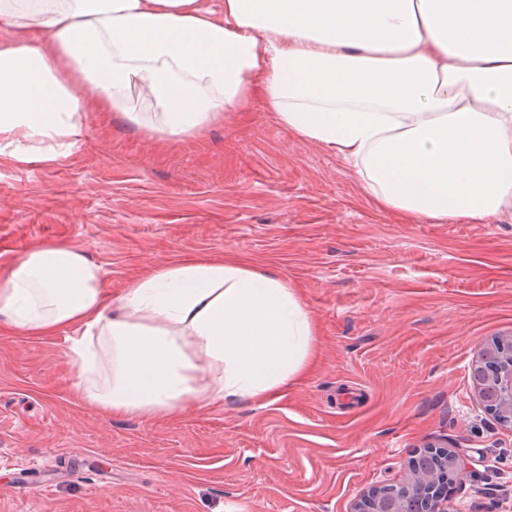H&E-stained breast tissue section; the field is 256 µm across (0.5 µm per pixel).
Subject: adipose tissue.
<instances>
[{
  "instance_id": "1",
  "label": "adipose tissue",
  "mask_w": 512,
  "mask_h": 512,
  "mask_svg": "<svg viewBox=\"0 0 512 512\" xmlns=\"http://www.w3.org/2000/svg\"><path fill=\"white\" fill-rule=\"evenodd\" d=\"M0 28V157H67L89 106L178 144L259 96L385 209L512 221V0H0ZM62 332L84 399L129 418L269 404L315 356L295 289L233 256L157 262L116 298L77 244L1 259L0 335Z\"/></svg>"
}]
</instances>
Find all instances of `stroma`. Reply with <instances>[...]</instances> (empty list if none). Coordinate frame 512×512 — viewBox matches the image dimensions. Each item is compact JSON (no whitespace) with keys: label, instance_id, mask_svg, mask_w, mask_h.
Segmentation results:
<instances>
[{"label":"stroma","instance_id":"35a3bbf8","mask_svg":"<svg viewBox=\"0 0 512 512\" xmlns=\"http://www.w3.org/2000/svg\"><path fill=\"white\" fill-rule=\"evenodd\" d=\"M49 241L82 246L116 295L160 260L270 269L314 318L316 362L269 405L140 420L79 396L65 334L0 336V512H351L427 444L466 453L455 512H512V427L470 375L512 333V222L379 207L258 99L176 147L92 108L64 160L0 158V255Z\"/></svg>","mask_w":512,"mask_h":512}]
</instances>
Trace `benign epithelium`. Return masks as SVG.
<instances>
[{
    "label": "benign epithelium",
    "instance_id": "7a95c632",
    "mask_svg": "<svg viewBox=\"0 0 512 512\" xmlns=\"http://www.w3.org/2000/svg\"><path fill=\"white\" fill-rule=\"evenodd\" d=\"M474 388L481 402L497 418L512 426V336H500L484 344L471 366ZM441 471L420 475L418 464L407 465L404 476L394 483L376 485L354 504L351 512H402L396 495L418 487L420 498L414 512H450L443 492L448 471L459 475L464 456L458 448L440 451Z\"/></svg>",
    "mask_w": 512,
    "mask_h": 512
}]
</instances>
